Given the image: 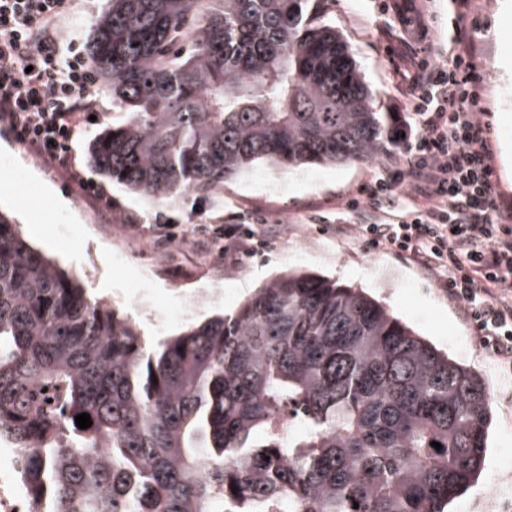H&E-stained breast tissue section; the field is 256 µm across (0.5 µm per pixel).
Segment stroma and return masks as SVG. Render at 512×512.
I'll list each match as a JSON object with an SVG mask.
<instances>
[{
    "label": "stroma",
    "instance_id": "1",
    "mask_svg": "<svg viewBox=\"0 0 512 512\" xmlns=\"http://www.w3.org/2000/svg\"><path fill=\"white\" fill-rule=\"evenodd\" d=\"M477 2L478 23L467 36L475 61L487 76L480 118L497 167L502 145L512 144V83L501 81L498 68L502 52L512 53V14L500 13L498 0ZM319 13L351 45L377 94L379 110L391 116L390 126L401 124L408 117L410 79L383 35L396 26V18L379 13L375 0H320ZM94 99L97 116L77 154L84 175L111 197L108 209L88 197L65 171L19 143L0 122V178L13 177L19 185L32 187L29 204L41 210L38 221L23 220L0 190V213L18 224L32 247L59 260L86 288L96 289L99 281L108 280L110 289L103 301L137 323L150 341L235 310L289 269L363 289L416 333L476 369L491 389L494 419L483 475L453 502V512H495L498 502L512 501V402L506 400L512 393V375L495 367L488 351L465 346L476 329L433 279L392 250L373 249L330 231L333 225L353 223L344 205L376 172L377 161L294 170L257 163L214 192L189 191L160 204L89 165V143L112 124L111 97L99 90ZM45 188L63 197L66 209L42 200ZM158 222L174 225L177 238L171 245L154 243L151 226ZM221 224H250L258 231L275 224L280 233L252 255L224 254L219 244H204L202 233L204 227Z\"/></svg>",
    "mask_w": 512,
    "mask_h": 512
}]
</instances>
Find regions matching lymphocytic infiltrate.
<instances>
[{
  "label": "lymphocytic infiltrate",
  "instance_id": "lymphocytic-infiltrate-1",
  "mask_svg": "<svg viewBox=\"0 0 512 512\" xmlns=\"http://www.w3.org/2000/svg\"><path fill=\"white\" fill-rule=\"evenodd\" d=\"M430 0H382L398 17L413 68L418 130L403 161H382L345 204L367 246L393 249L433 276L476 330L481 348L512 370V212L495 198L487 128L478 112L484 77L466 43L474 0H454L447 45L426 24ZM75 0H0V119L16 139L69 172L104 208L112 201L83 177L77 143L94 112L95 77L76 37L59 36Z\"/></svg>",
  "mask_w": 512,
  "mask_h": 512
}]
</instances>
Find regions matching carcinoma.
<instances>
[{"label":"carcinoma","mask_w":512,"mask_h":512,"mask_svg":"<svg viewBox=\"0 0 512 512\" xmlns=\"http://www.w3.org/2000/svg\"><path fill=\"white\" fill-rule=\"evenodd\" d=\"M109 2L89 54L115 112L88 158L137 193L207 192L261 160L358 164L388 138L320 0ZM493 416L477 371L308 273L150 353L0 214V440L34 512H445Z\"/></svg>","instance_id":"obj_1"}]
</instances>
